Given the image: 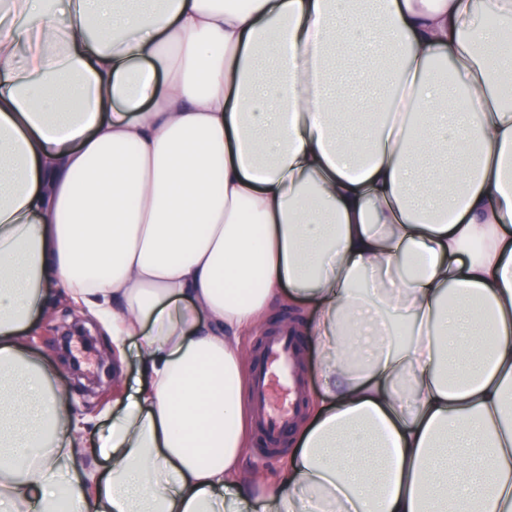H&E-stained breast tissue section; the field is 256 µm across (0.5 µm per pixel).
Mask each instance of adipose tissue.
Masks as SVG:
<instances>
[{"label":"adipose tissue","mask_w":512,"mask_h":512,"mask_svg":"<svg viewBox=\"0 0 512 512\" xmlns=\"http://www.w3.org/2000/svg\"><path fill=\"white\" fill-rule=\"evenodd\" d=\"M488 14L512 0H0V512H512ZM58 289L142 339L104 469L26 342ZM282 298L320 395L269 488L244 339Z\"/></svg>","instance_id":"adipose-tissue-1"}]
</instances>
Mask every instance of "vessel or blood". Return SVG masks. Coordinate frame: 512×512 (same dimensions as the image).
<instances>
[{
  "label": "vessel or blood",
  "instance_id": "1",
  "mask_svg": "<svg viewBox=\"0 0 512 512\" xmlns=\"http://www.w3.org/2000/svg\"><path fill=\"white\" fill-rule=\"evenodd\" d=\"M295 357L294 341L287 332L265 338L263 360L252 378V394L257 416L271 440L281 434L301 408L298 399L278 395L279 387L295 384L299 378Z\"/></svg>",
  "mask_w": 512,
  "mask_h": 512
}]
</instances>
